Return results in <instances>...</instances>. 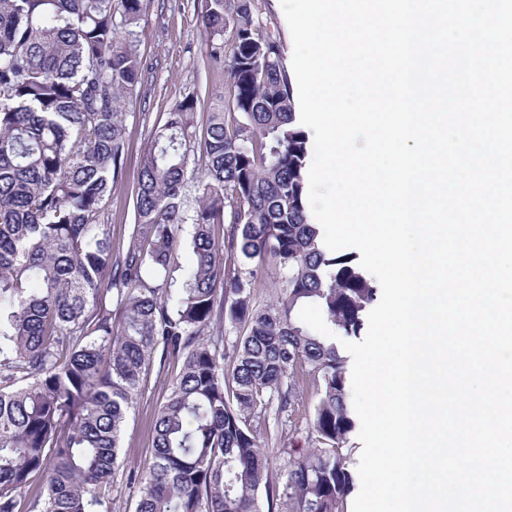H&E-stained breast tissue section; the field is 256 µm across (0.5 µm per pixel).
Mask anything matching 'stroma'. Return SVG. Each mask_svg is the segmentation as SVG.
<instances>
[{
  "label": "stroma",
  "mask_w": 512,
  "mask_h": 512,
  "mask_svg": "<svg viewBox=\"0 0 512 512\" xmlns=\"http://www.w3.org/2000/svg\"><path fill=\"white\" fill-rule=\"evenodd\" d=\"M200 7L199 0H150L139 46L144 64L141 86L127 106L123 174L112 186L108 207L114 252L125 251L130 242L131 189L152 129L186 95L223 87L227 80L225 72L213 69L206 57L198 21ZM179 369L175 363L162 372L150 369L146 376L122 432L128 464L115 472L106 487L112 512H134L138 488L128 473L143 471L152 462V423Z\"/></svg>",
  "instance_id": "stroma-1"
}]
</instances>
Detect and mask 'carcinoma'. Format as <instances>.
I'll return each mask as SVG.
<instances>
[{
  "instance_id": "obj_1",
  "label": "carcinoma",
  "mask_w": 512,
  "mask_h": 512,
  "mask_svg": "<svg viewBox=\"0 0 512 512\" xmlns=\"http://www.w3.org/2000/svg\"><path fill=\"white\" fill-rule=\"evenodd\" d=\"M257 2L202 0L225 90L201 124L191 95L153 129L115 256L106 210L149 0H0V512H112L102 488L125 462L143 376L175 361L135 512H347V357L299 311L315 304L356 337L376 289L310 221V141ZM269 258L275 296L261 305ZM226 330L240 333L227 354ZM306 387L314 448L297 458L290 413Z\"/></svg>"
}]
</instances>
